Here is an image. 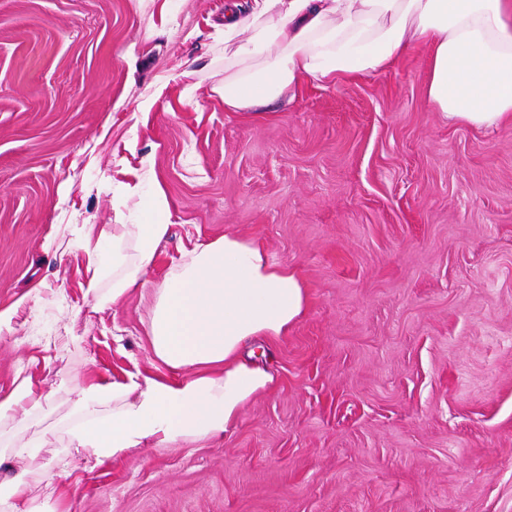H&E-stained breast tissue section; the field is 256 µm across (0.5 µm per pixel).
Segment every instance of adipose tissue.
<instances>
[{"label": "adipose tissue", "mask_w": 512, "mask_h": 512, "mask_svg": "<svg viewBox=\"0 0 512 512\" xmlns=\"http://www.w3.org/2000/svg\"><path fill=\"white\" fill-rule=\"evenodd\" d=\"M217 41L224 80L211 91L247 113L300 83L335 85L383 73L416 48L429 51L425 99L449 122L493 129L512 121V0H250L231 4ZM127 221L73 225L70 254L85 303L111 279L113 303L139 293L154 356L177 378L150 372L72 379L69 447L30 440L19 456L67 471L71 454L101 464L135 448H177L223 437L243 404L273 376L248 361L252 339L277 338L304 315L300 276L257 241L228 232L196 240L157 291L147 275L171 226L156 177L121 185ZM50 399L26 377L0 397V421L28 422Z\"/></svg>", "instance_id": "adipose-tissue-1"}]
</instances>
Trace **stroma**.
<instances>
[{
    "label": "stroma",
    "instance_id": "35a3bbf8",
    "mask_svg": "<svg viewBox=\"0 0 512 512\" xmlns=\"http://www.w3.org/2000/svg\"><path fill=\"white\" fill-rule=\"evenodd\" d=\"M225 2L0 0V308L37 283L65 296L0 335V393L34 373L52 393L0 440L68 447L72 376L168 372L139 296L92 311L56 250L70 225L125 212L103 177L129 139L171 204L153 284L191 239L227 231L303 279L305 315L252 345L274 384L223 440L77 457L49 478L8 456L0 483L32 471L29 497L52 512H512V123L433 111L422 49L303 84L265 117L225 111ZM185 69L203 78L192 104L153 99L145 128L114 117ZM48 335L66 342L38 372L27 358Z\"/></svg>",
    "mask_w": 512,
    "mask_h": 512
}]
</instances>
